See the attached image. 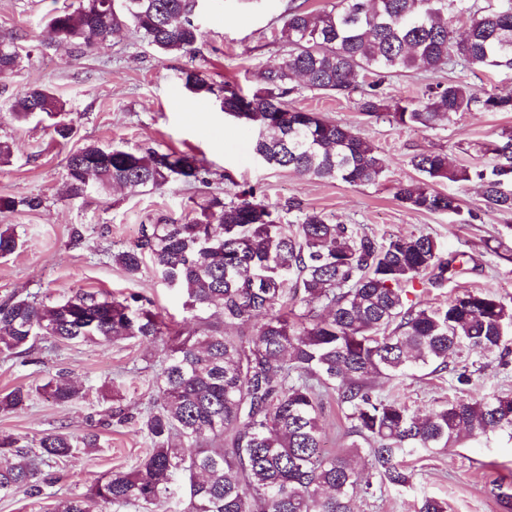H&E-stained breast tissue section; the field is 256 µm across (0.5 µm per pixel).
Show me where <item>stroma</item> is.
Here are the masks:
<instances>
[{
  "label": "stroma",
  "mask_w": 512,
  "mask_h": 512,
  "mask_svg": "<svg viewBox=\"0 0 512 512\" xmlns=\"http://www.w3.org/2000/svg\"><path fill=\"white\" fill-rule=\"evenodd\" d=\"M332 0H201L194 17L204 33L195 57L163 56L141 34L126 28L98 50L80 54L68 46L45 42L48 15L79 0H0V40L23 35L27 51L15 72L0 79V105L32 85L49 87L60 97L76 132L72 139L56 137L48 121H18L0 108V140L9 142V163L0 164V197H40L39 209L20 207L0 212V227H10L21 246L0 257V302L28 297L59 302L75 291L138 295L154 302L166 322L189 327L184 297L170 287L151 262L137 277H128L112 256L136 243L145 227L165 217L187 222L211 195L231 198L253 188L257 198L275 206L285 222L300 210H318L333 221L355 224L366 232L427 234L444 252L463 251L470 258L465 274L445 286L432 285L420 275L408 286L413 302L445 306L466 289L492 293L512 308V214L488 210L475 184H439V191L456 194L471 223H455L444 213L413 211L393 196L399 183L421 180L411 160L432 151L446 153L451 163H490L483 146L512 132V112H463L453 122L434 127H403L387 117L370 118L359 109L360 91L336 96L299 89L291 106L350 126L375 146L386 169L374 182L349 185L318 179L267 165L252 151L255 128L224 115L216 98H193L179 78L181 69L203 71L215 87L231 84L242 95L259 86L261 69L280 63L285 47L274 37L289 8L318 11ZM463 80L488 92L512 90V78L477 69L448 66L431 72L391 78L388 95L421 96L426 85ZM89 143L172 148L204 158L210 171L205 186L175 184L132 192L119 186L70 198L65 185V158ZM159 347L140 341L109 346L38 337L20 357L0 355V394L17 387L33 388L27 405L0 412V432L29 443L53 431L79 436L99 413L112 404L113 392L137 412L155 395L153 381L160 369ZM463 360L481 366L478 379L461 386L451 372L423 369L399 380L380 378L377 393L398 398L409 409L426 413L463 395L475 398L512 393V365L463 352ZM64 375L81 392L79 399L58 405L39 393L38 385ZM97 448L53 465L51 487L40 496L0 495V512H53L58 502L88 493L106 474L128 470L146 454L150 442L136 426L98 431ZM406 461L414 476L409 488L371 487L358 492L355 512H416L423 497H435L447 512H506L492 493L493 485L512 495V442L502 437L463 438L439 453L414 450Z\"/></svg>",
  "instance_id": "obj_1"
}]
</instances>
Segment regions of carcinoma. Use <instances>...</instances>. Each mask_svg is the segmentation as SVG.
<instances>
[{
	"label": "carcinoma",
	"instance_id": "1",
	"mask_svg": "<svg viewBox=\"0 0 512 512\" xmlns=\"http://www.w3.org/2000/svg\"><path fill=\"white\" fill-rule=\"evenodd\" d=\"M198 0H82L56 12L46 27L49 44L84 52L105 45L128 25L162 54L191 55L203 40L194 22ZM467 20L457 37L455 23ZM288 46L282 62L259 74L247 98L224 84V114L258 129L254 150L267 164L304 176L350 185L377 180L384 159L346 125L292 107L287 97L303 77L310 91L345 95L366 83L362 114H385L399 126L428 127L460 112H512V94L480 95L450 80L420 97L389 96L397 73L436 72L448 65L512 75V11L479 7L476 0H336L330 7L288 11L279 30ZM12 37L0 41V78L23 58ZM185 89L208 98L214 85L195 68L180 71ZM16 120H53L54 133H72L64 105L52 91L32 85L8 101ZM423 179L399 183L394 197L405 207L446 213L467 224L459 199L434 188L441 182H476L486 205L512 213V165L495 159L483 168L454 165L442 152L412 159ZM67 192L84 197L92 186L119 184L138 192L171 182L205 183L195 154L155 148L82 147L65 159ZM38 197L0 198V210H36ZM13 230H0V256L13 254ZM149 256L169 286L182 291L193 329L170 327L147 299L122 300L78 291L62 302L26 298L0 304V354L29 352L39 336L102 345L158 340L163 357L153 405L131 413L113 397L98 426L134 424L151 448L137 465L109 473L91 496L61 501L55 512H107L132 505L167 512L173 485L185 481L182 512H353L360 486L371 488L357 460L367 455L380 484L411 483L404 458L414 448L443 451L467 432L502 434L512 441V395L459 397L421 416L375 392L374 379H395L418 368L448 369V359L474 349L502 365L512 354V309L495 296L467 290L444 307L407 304L404 286L423 273L442 286L462 273L458 255L430 236L381 239L355 224L334 223L308 211L283 224L277 210L243 191L229 200L213 195L186 223L159 219L138 242L113 255L133 278ZM216 304L221 326L199 312ZM57 403L79 398L59 378L40 386ZM336 397L350 422L349 443L323 450L324 400ZM30 391L0 397V411L23 407ZM99 436L45 433L31 446L0 434V494L42 493L50 475L42 467L89 453Z\"/></svg>",
	"mask_w": 512,
	"mask_h": 512
}]
</instances>
